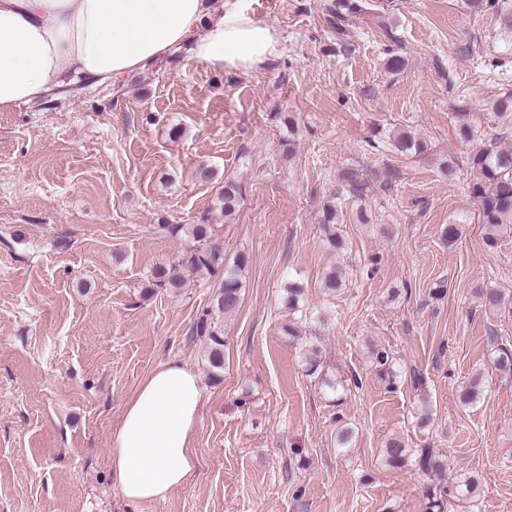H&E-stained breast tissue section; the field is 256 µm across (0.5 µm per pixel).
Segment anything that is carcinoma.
Here are the masks:
<instances>
[{
	"mask_svg": "<svg viewBox=\"0 0 512 512\" xmlns=\"http://www.w3.org/2000/svg\"><path fill=\"white\" fill-rule=\"evenodd\" d=\"M464 5L473 12L496 11L500 13L503 25L512 28V0H464ZM394 143L396 149L403 154L417 155L426 151L422 141L406 132L395 136ZM468 162L475 172L470 194L480 209L483 242L488 250L493 251L503 238L512 234V148L492 144L474 152ZM242 198L243 190L238 182L224 181L218 194L224 216H232ZM336 219V205H324L322 227L326 242L333 249L342 246V238L336 233ZM181 231L190 240L186 253L181 258V267L192 273L210 275L220 269L224 270V278L216 288L214 308L222 315L234 312L241 300L242 272L246 267V259L240 257L231 265L224 264V254L210 244L212 225L204 219L198 224L186 227H170L173 234ZM154 282L157 287L176 293L183 288L185 278L175 268L159 266L154 271ZM196 333L207 339L209 365L215 370L224 368L223 324L203 317L196 324ZM481 394L480 381L474 379L460 390L459 402L464 406H472L480 400ZM410 456L405 440L399 436L389 438L382 448L384 462L391 468L406 466ZM416 459L418 468L437 481V485L426 490V512H445L448 505L445 496L448 494L457 498L474 497L478 483L473 478L458 479L451 487L444 485L447 464L442 456L424 448Z\"/></svg>",
	"mask_w": 512,
	"mask_h": 512,
	"instance_id": "obj_1",
	"label": "carcinoma"
}]
</instances>
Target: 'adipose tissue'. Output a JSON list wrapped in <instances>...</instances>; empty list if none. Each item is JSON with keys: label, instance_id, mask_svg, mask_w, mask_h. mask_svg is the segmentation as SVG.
Instances as JSON below:
<instances>
[{"label": "adipose tissue", "instance_id": "1", "mask_svg": "<svg viewBox=\"0 0 512 512\" xmlns=\"http://www.w3.org/2000/svg\"><path fill=\"white\" fill-rule=\"evenodd\" d=\"M275 34L234 0H0V111L44 100L81 80L104 84L142 72L176 50L215 71L270 56ZM198 375L170 360L126 402L112 433L114 485L131 503L165 499L196 476Z\"/></svg>", "mask_w": 512, "mask_h": 512}]
</instances>
